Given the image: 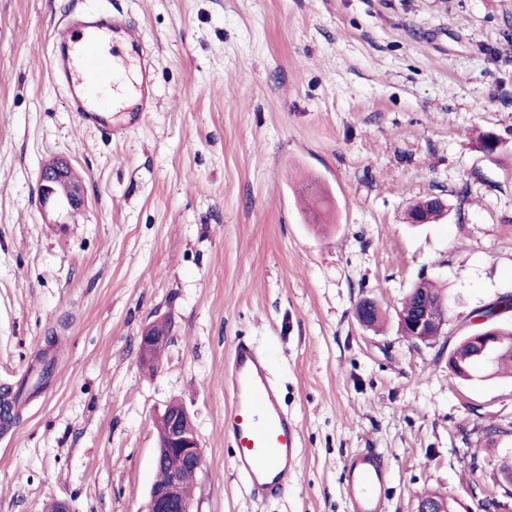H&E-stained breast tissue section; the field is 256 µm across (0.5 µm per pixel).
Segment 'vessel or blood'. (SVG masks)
<instances>
[{"instance_id": "vessel-or-blood-1", "label": "vessel or blood", "mask_w": 512, "mask_h": 512, "mask_svg": "<svg viewBox=\"0 0 512 512\" xmlns=\"http://www.w3.org/2000/svg\"><path fill=\"white\" fill-rule=\"evenodd\" d=\"M111 37V54H102V37ZM50 79L63 86L78 122L102 133L118 134L139 126L157 106L156 66L150 48L126 16L93 11L67 18L51 31ZM135 65L136 94L115 125L100 104L106 84L120 85L122 71ZM224 387L232 408L224 417V436L234 448L233 471L252 497L264 499L287 492L299 467L301 437L285 412L271 378L268 355L253 343L236 342L228 362ZM351 512H382V492L389 476L383 456L366 448L344 464Z\"/></svg>"}]
</instances>
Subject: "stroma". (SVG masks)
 Here are the masks:
<instances>
[{"label": "stroma", "mask_w": 512, "mask_h": 512, "mask_svg": "<svg viewBox=\"0 0 512 512\" xmlns=\"http://www.w3.org/2000/svg\"><path fill=\"white\" fill-rule=\"evenodd\" d=\"M89 8L155 55L157 109L111 138L46 70L53 24ZM57 157L80 208L37 203ZM433 195L445 217L408 223ZM423 277L451 308L418 348L397 312ZM510 292L512 0H0V394L54 360L0 428V512H141L172 401L204 458L191 512H349L343 463L363 448L390 467L383 512L427 492L512 512V376L448 368L469 314ZM157 319L171 342L151 370ZM241 338L274 352L301 433L297 482L266 501L224 440ZM168 329L162 324L148 326L140 336L139 353L143 365L154 369L169 344Z\"/></svg>", "instance_id": "35a3bbf8"}]
</instances>
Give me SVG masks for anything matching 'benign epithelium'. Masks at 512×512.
<instances>
[{"instance_id": "obj_1", "label": "benign epithelium", "mask_w": 512, "mask_h": 512, "mask_svg": "<svg viewBox=\"0 0 512 512\" xmlns=\"http://www.w3.org/2000/svg\"><path fill=\"white\" fill-rule=\"evenodd\" d=\"M71 165L65 158L56 160L54 166L39 174L38 200L42 207L64 205L77 208L84 205L85 194L80 187L73 189L71 196L61 198L56 193V182L68 177ZM483 318L474 319L477 326L469 335V340L481 348V353L492 351L489 347L491 337L481 328ZM448 326V311L435 309L427 301L420 300L416 311L410 317H400V330L414 345L429 346L443 334ZM168 329L162 324L148 326L140 336L139 353L143 365L153 369L159 363L169 344ZM165 428L159 434L154 449V462L175 463L168 466L166 476L154 482L148 492L145 512H190L189 500L183 490L184 473L197 472L203 466V454L199 446L190 414L180 404L170 403L161 415ZM417 512H448V501L441 496L429 495L420 499Z\"/></svg>"}]
</instances>
